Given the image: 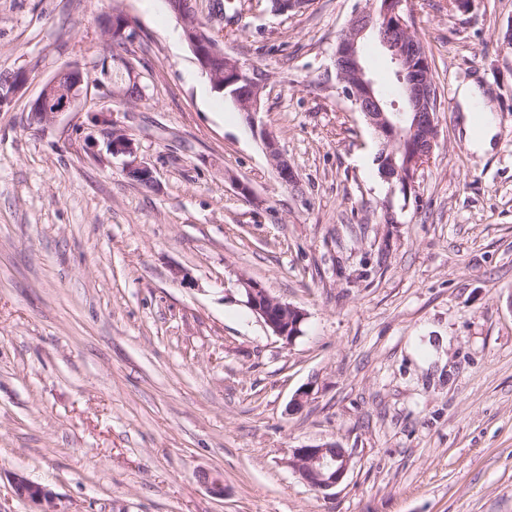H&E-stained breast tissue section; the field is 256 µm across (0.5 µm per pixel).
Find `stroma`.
Wrapping results in <instances>:
<instances>
[{
	"instance_id": "1",
	"label": "stroma",
	"mask_w": 512,
	"mask_h": 512,
	"mask_svg": "<svg viewBox=\"0 0 512 512\" xmlns=\"http://www.w3.org/2000/svg\"><path fill=\"white\" fill-rule=\"evenodd\" d=\"M366 4L196 0L225 54L267 74L261 117L293 188L166 0H0V79L27 76L0 106V512H34L16 472L59 512H512V0H410L440 112L408 190L380 177L334 76ZM115 10L135 30L122 56L141 99L94 89L30 124L59 67L99 78ZM363 55L401 103L385 52ZM471 80L499 128L485 156L461 130ZM114 129L151 186L112 156ZM244 278L306 311L293 343L249 308ZM325 442L353 460L322 494L288 461ZM11 483L15 497L36 504L37 512H58L56 495L47 486L37 484L21 473H16Z\"/></svg>"
}]
</instances>
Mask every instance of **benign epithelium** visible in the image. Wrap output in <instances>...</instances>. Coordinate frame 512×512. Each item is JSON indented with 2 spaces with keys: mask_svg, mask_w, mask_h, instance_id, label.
<instances>
[{
  "mask_svg": "<svg viewBox=\"0 0 512 512\" xmlns=\"http://www.w3.org/2000/svg\"><path fill=\"white\" fill-rule=\"evenodd\" d=\"M308 6V0H271L272 11L279 14L301 12ZM179 20L201 71H210L213 61L224 56L220 41L202 31L198 25L199 18L181 15ZM379 26L390 28V35L381 37L379 44L390 53L407 103L405 110L391 114L385 110L384 100L369 77L360 53L361 42L368 37L376 38ZM334 66L336 84L341 86L342 94L355 111L364 115L372 128L386 137L389 144H404L407 133L417 136V151L406 162L410 177L399 179L402 189L411 187L419 171L433 158L439 138V105L434 103L435 82L431 78L426 52L412 25L409 0H383L379 21L375 20L371 7L354 11L338 37ZM62 72L69 76V82L62 84L59 77H53L31 103V108L42 110L45 126L50 125L58 114L73 108L89 89L88 72L81 66L69 64L62 67ZM227 74L228 79L213 81L215 88L220 91L234 88L233 102L247 113L248 124L262 141L268 162L278 178L284 183L297 185V176L287 156L260 118L266 74L253 64L242 63L231 57L227 58ZM25 82L26 76L20 74L0 86V105L10 101ZM110 149L112 155L126 157L125 174H134L143 184L152 185L151 171L137 160L134 143L129 137L121 132L112 133ZM241 286L249 307L263 319L274 335L290 344L302 334L301 326L307 316L303 309L275 299L252 279L241 280ZM351 461L352 454L347 449L336 442H326L295 449L289 465L310 488L325 492L343 482ZM12 490L15 497L36 504L38 512H58L55 493L21 473L13 476Z\"/></svg>",
  "mask_w": 512,
  "mask_h": 512,
  "instance_id": "1",
  "label": "benign epithelium"
}]
</instances>
